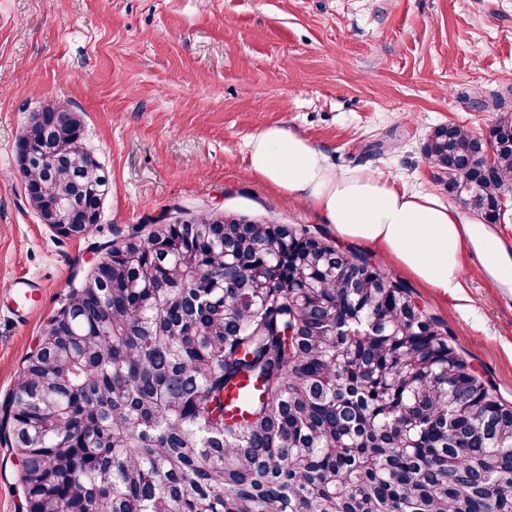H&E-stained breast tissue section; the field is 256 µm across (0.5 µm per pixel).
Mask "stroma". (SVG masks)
<instances>
[{"mask_svg": "<svg viewBox=\"0 0 512 512\" xmlns=\"http://www.w3.org/2000/svg\"><path fill=\"white\" fill-rule=\"evenodd\" d=\"M512 108V0H0V410L99 244L160 217L230 213L306 226L401 280L496 395L512 404V307L466 253L458 297L338 237L309 204L253 177L248 142L281 123L337 171L368 166L447 200L424 158L450 122L485 133L481 99ZM70 100L108 177L101 220L65 238L29 208L15 152L31 112ZM39 281L16 322L11 282ZM23 469L0 444V512H25Z\"/></svg>", "mask_w": 512, "mask_h": 512, "instance_id": "stroma-1", "label": "stroma"}]
</instances>
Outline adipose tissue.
I'll return each instance as SVG.
<instances>
[{"instance_id": "1", "label": "adipose tissue", "mask_w": 512, "mask_h": 512, "mask_svg": "<svg viewBox=\"0 0 512 512\" xmlns=\"http://www.w3.org/2000/svg\"><path fill=\"white\" fill-rule=\"evenodd\" d=\"M249 170L311 204L340 237L373 244L401 268L442 294L457 296L466 246L483 252L496 279L512 283V260L495 239L458 210L424 193L396 190L376 170L336 171L305 136L272 126L249 141Z\"/></svg>"}]
</instances>
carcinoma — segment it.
I'll use <instances>...</instances> for the list:
<instances>
[{"instance_id": "1", "label": "carcinoma", "mask_w": 512, "mask_h": 512, "mask_svg": "<svg viewBox=\"0 0 512 512\" xmlns=\"http://www.w3.org/2000/svg\"><path fill=\"white\" fill-rule=\"evenodd\" d=\"M434 128L448 194L498 224L512 113ZM16 146L40 220L90 235L108 181L69 101ZM360 255L291 224L155 221L112 245L28 356L0 421L28 512H512V405ZM242 409L227 408L232 390Z\"/></svg>"}]
</instances>
